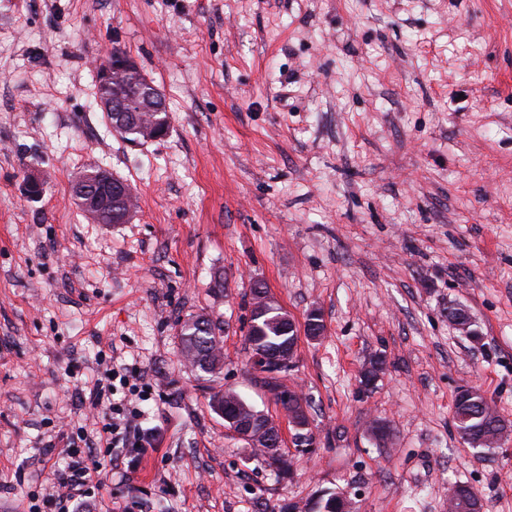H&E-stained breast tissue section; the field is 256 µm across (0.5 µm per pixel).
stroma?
Returning <instances> with one entry per match:
<instances>
[{
  "label": "stroma",
  "mask_w": 512,
  "mask_h": 512,
  "mask_svg": "<svg viewBox=\"0 0 512 512\" xmlns=\"http://www.w3.org/2000/svg\"><path fill=\"white\" fill-rule=\"evenodd\" d=\"M116 49L164 94L165 138L130 145L98 107ZM93 168L134 190L129 223L76 205ZM256 281L299 329L280 381L306 399L305 453L250 365ZM202 312L224 325L212 382L181 354ZM102 360L146 372L127 401L161 432L139 466L113 449L109 512H281L328 490L448 512L454 482L512 512V440L471 447L453 420L476 386L512 422V0H0V512H47L46 446L95 429ZM219 388L283 422L290 475L225 430Z\"/></svg>",
  "instance_id": "obj_1"
}]
</instances>
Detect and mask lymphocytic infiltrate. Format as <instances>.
<instances>
[{"instance_id": "lymphocytic-infiltrate-1", "label": "lymphocytic infiltrate", "mask_w": 512, "mask_h": 512, "mask_svg": "<svg viewBox=\"0 0 512 512\" xmlns=\"http://www.w3.org/2000/svg\"><path fill=\"white\" fill-rule=\"evenodd\" d=\"M143 380L141 372L134 371L117 375L114 369L107 368L97 378L89 390L88 404L97 413L101 427L95 437L89 438L85 446H78L73 437L60 434L59 452L67 456L65 468L53 473L52 493L44 497L54 512H86L87 501L97 487L106 484L112 475L111 460L99 456L102 448H142L160 436L155 428L142 427L137 411L127 410L112 400L114 383H121L129 391H138Z\"/></svg>"}]
</instances>
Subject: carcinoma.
I'll return each instance as SVG.
<instances>
[{"label": "carcinoma", "instance_id": "obj_1", "mask_svg": "<svg viewBox=\"0 0 512 512\" xmlns=\"http://www.w3.org/2000/svg\"><path fill=\"white\" fill-rule=\"evenodd\" d=\"M287 324L288 321L273 314L249 326L246 334L251 351L262 350L268 354L270 361L264 369L266 375L262 377V381L273 392L275 402L283 404L300 398L297 391L287 389L279 383V375L289 371L288 367L277 363L280 357L279 348L287 340H296V330L284 331ZM221 332V327L204 314L191 316L180 323L182 353L195 369L206 375H216L223 368ZM212 401L224 403L226 409L244 418L251 411V406L234 393L219 390L212 395ZM454 424L463 442L487 450L498 447L499 434L508 427L481 389L475 386L461 389L455 397ZM347 505L346 495L334 492L316 503L315 512H347ZM482 509L481 498L472 487L457 483L449 489L448 512H482Z\"/></svg>", "mask_w": 512, "mask_h": 512}]
</instances>
